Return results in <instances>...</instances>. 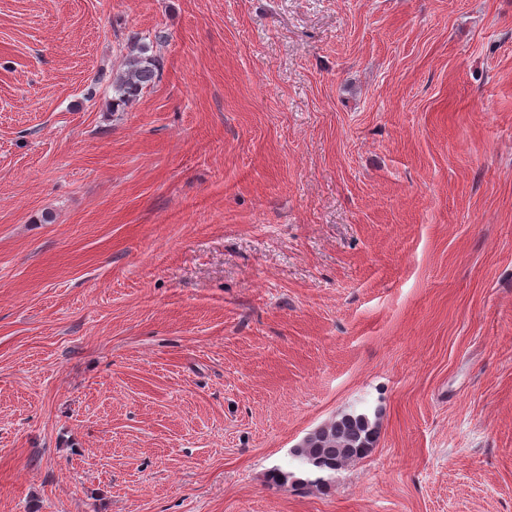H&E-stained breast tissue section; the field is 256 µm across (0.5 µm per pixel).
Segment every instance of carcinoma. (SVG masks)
<instances>
[{"mask_svg": "<svg viewBox=\"0 0 512 512\" xmlns=\"http://www.w3.org/2000/svg\"><path fill=\"white\" fill-rule=\"evenodd\" d=\"M150 51V45L138 43L125 57L121 70L112 79V108L127 106L156 82L157 59ZM377 433V424L367 413H343L297 444L290 452L291 469L274 468L271 480L283 485L294 478L299 485L324 486L347 463L365 457L373 448ZM297 470L307 478H295Z\"/></svg>", "mask_w": 512, "mask_h": 512, "instance_id": "obj_1", "label": "carcinoma"}]
</instances>
